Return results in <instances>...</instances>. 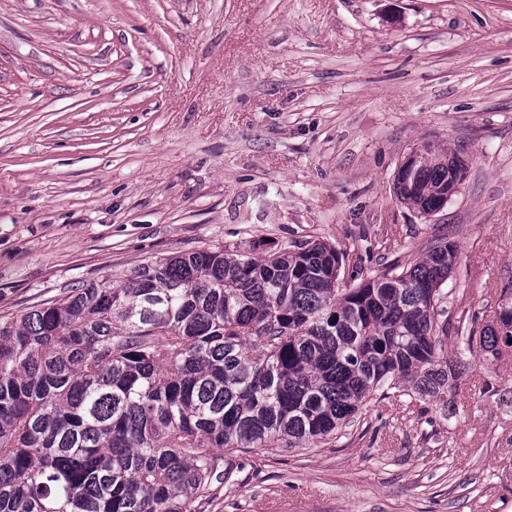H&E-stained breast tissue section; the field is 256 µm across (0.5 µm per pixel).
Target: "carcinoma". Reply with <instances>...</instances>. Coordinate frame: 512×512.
I'll return each instance as SVG.
<instances>
[{"label":"carcinoma","instance_id":"1","mask_svg":"<svg viewBox=\"0 0 512 512\" xmlns=\"http://www.w3.org/2000/svg\"><path fill=\"white\" fill-rule=\"evenodd\" d=\"M465 172L429 150L396 195L424 214ZM343 258L201 248L1 316L0 512H198L229 477L222 450L324 439L384 387L447 393L455 245L355 285ZM497 308L456 328L471 357L512 353V300Z\"/></svg>","mask_w":512,"mask_h":512}]
</instances>
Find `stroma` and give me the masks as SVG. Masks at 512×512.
I'll list each match as a JSON object with an SVG mask.
<instances>
[{
    "mask_svg": "<svg viewBox=\"0 0 512 512\" xmlns=\"http://www.w3.org/2000/svg\"><path fill=\"white\" fill-rule=\"evenodd\" d=\"M422 146L467 165L432 216L394 192ZM441 238L450 325L512 298V0H0V316L203 247L369 278ZM467 363L236 452L205 512H512V355Z\"/></svg>",
    "mask_w": 512,
    "mask_h": 512,
    "instance_id": "obj_1",
    "label": "stroma"
}]
</instances>
